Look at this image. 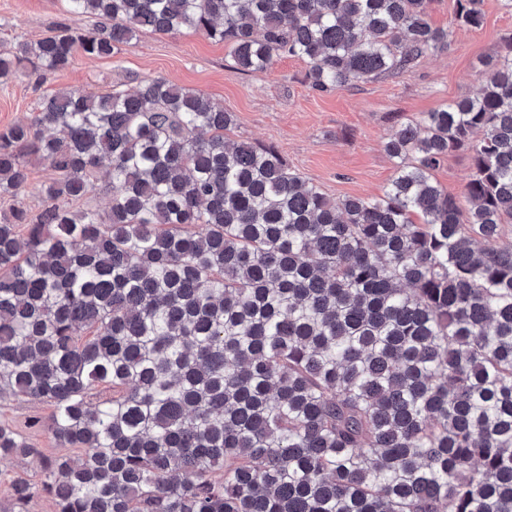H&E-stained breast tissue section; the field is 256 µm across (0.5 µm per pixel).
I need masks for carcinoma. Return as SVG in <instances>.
<instances>
[{
    "label": "carcinoma",
    "instance_id": "carcinoma-1",
    "mask_svg": "<svg viewBox=\"0 0 512 512\" xmlns=\"http://www.w3.org/2000/svg\"><path fill=\"white\" fill-rule=\"evenodd\" d=\"M432 2L66 0L95 24L15 43L0 79L152 30L246 72L302 59L324 91L447 45ZM232 125L156 76L43 95L0 132V394L51 405L82 450L15 476L0 512H512V38L476 95L387 141L378 198L332 201ZM459 149L466 210L433 177ZM13 456L42 453L0 423ZM51 177V171L45 165H40L34 168L31 177V185L26 193L23 203L24 205L32 210L37 211L42 202L41 187Z\"/></svg>",
    "mask_w": 512,
    "mask_h": 512
}]
</instances>
